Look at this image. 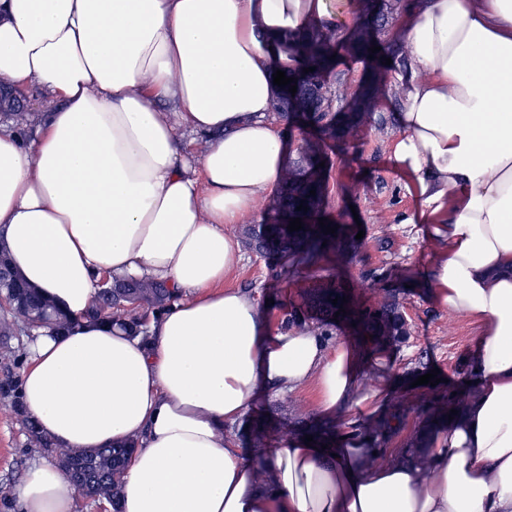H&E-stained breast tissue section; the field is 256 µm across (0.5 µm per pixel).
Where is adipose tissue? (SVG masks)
<instances>
[{
	"mask_svg": "<svg viewBox=\"0 0 512 512\" xmlns=\"http://www.w3.org/2000/svg\"><path fill=\"white\" fill-rule=\"evenodd\" d=\"M327 15L326 0H0V84L49 101L32 129L0 124V244L72 323L28 343L19 395L62 447L138 440L122 512H512V0H412L395 75L390 159L417 187L409 223L443 242L433 298L483 325L474 397L421 464L374 463L355 435L246 452L224 431L268 388L315 384L324 413L360 391L349 347L271 333L224 285L226 225L284 174L268 118L284 38ZM105 275L170 290L147 335L88 318ZM12 495L19 512L75 508L48 459Z\"/></svg>",
	"mask_w": 512,
	"mask_h": 512,
	"instance_id": "1",
	"label": "adipose tissue"
}]
</instances>
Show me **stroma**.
I'll return each mask as SVG.
<instances>
[{
  "label": "stroma",
  "mask_w": 512,
  "mask_h": 512,
  "mask_svg": "<svg viewBox=\"0 0 512 512\" xmlns=\"http://www.w3.org/2000/svg\"><path fill=\"white\" fill-rule=\"evenodd\" d=\"M379 113L388 120L385 132L367 124L354 147L330 156L325 212L328 217L341 219L360 241L352 261L342 263L331 256L322 267L324 272L337 274L349 283L360 304L376 303L381 288L401 304L409 327L407 339L375 354L362 372L363 392L382 386L386 393L367 406L350 402L338 413L327 415L316 409L315 390L310 386L261 395L246 419L231 427L242 444H249L251 426L259 420L265 422L268 439L274 443L279 438V423L298 417L321 420L341 429L350 423L371 422L398 397L404 405L405 422L399 434L385 445L384 454L390 457L400 452L413 433L420 402L432 397L428 391L409 390L408 376L435 369L449 386L461 387L471 374L468 354L482 326L440 309L430 298L431 268L440 244L427 236L425 225L406 221L416 204L415 185L394 170L388 159L390 144L399 133L391 121L389 102H381ZM311 277V272L291 273L276 261L245 250L224 285L267 301L268 324L276 331ZM14 401V395L0 394V485L19 483L42 457L15 417Z\"/></svg>",
  "instance_id": "1"
}]
</instances>
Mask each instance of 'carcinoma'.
Here are the masks:
<instances>
[{
    "mask_svg": "<svg viewBox=\"0 0 512 512\" xmlns=\"http://www.w3.org/2000/svg\"><path fill=\"white\" fill-rule=\"evenodd\" d=\"M356 11L360 20L340 35L330 25L312 26L291 48L298 61L294 68L285 72L286 76L296 80L306 76L317 81L313 88L315 110L288 113V125H314L321 133L322 140L331 142L338 152L345 151L358 139L361 128L378 111L379 101L386 92L380 53L372 55L368 48L380 44L379 35L388 23V16H383L377 22L370 20V0H356ZM343 55L371 56L374 67L369 85L344 100L334 98L326 87L336 70L338 58ZM309 67L315 68V71L303 72ZM304 151L309 155L308 162L297 173L286 169L277 200L261 216L260 223L267 226L266 235L254 234L250 224L244 225L241 230L242 243L246 248L284 262L294 270L316 268L328 254L342 251L346 233L343 224L333 234L324 232L320 227L319 219L325 217L322 209L324 171L319 167V148L307 143ZM312 189L316 190L313 196L310 195ZM301 204L307 206V211L296 210ZM293 218L302 219L303 229L288 231L285 222ZM343 297L345 293L341 284L331 277H323L310 287L301 304L291 307L285 325L303 329L316 319L328 326L334 323L336 312L343 308L347 314H341L339 318L356 323L373 336L371 344L364 349L366 360L408 335V325L400 303L390 296L386 295L381 302L366 308L352 302L344 304ZM334 299L337 300L335 304L332 303ZM169 300V291L152 281L115 282L109 293L97 296L90 316L120 321L130 331L145 335L148 315L163 309ZM0 304L3 305L0 312L1 339L12 336L21 324L31 331L46 325H54L59 331L68 329L67 319L56 313L35 289L14 274L1 250ZM467 402L468 397L457 394L444 395L423 404L419 408L418 431L403 459L415 461L418 458L417 449L426 447L427 435L448 422L451 410L460 411ZM14 414L24 424L30 442L53 458L62 470H67L77 461L84 462V474L90 477L87 496L104 500L112 504L113 512H119L124 467L134 451L135 443L86 451L59 448L41 433L35 419L18 402L14 403ZM279 429L284 437L311 435L313 441L327 446L336 437L328 427L308 425L302 420L282 423Z\"/></svg>",
    "mask_w": 512,
    "mask_h": 512,
    "instance_id": "1",
    "label": "carcinoma"
}]
</instances>
